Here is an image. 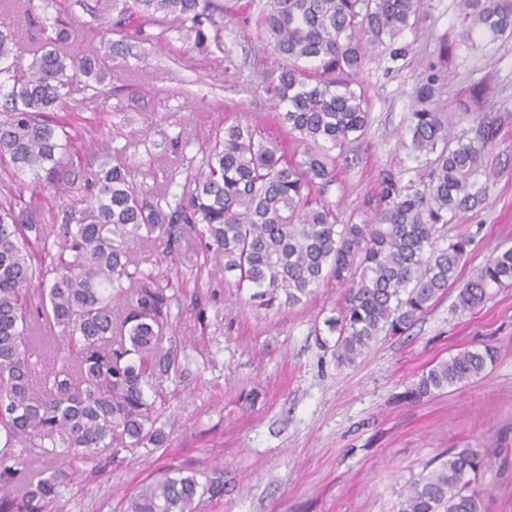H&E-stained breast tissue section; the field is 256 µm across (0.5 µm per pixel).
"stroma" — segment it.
<instances>
[{
	"label": "stroma",
	"instance_id": "obj_1",
	"mask_svg": "<svg viewBox=\"0 0 512 512\" xmlns=\"http://www.w3.org/2000/svg\"><path fill=\"white\" fill-rule=\"evenodd\" d=\"M224 46L202 51L181 23L128 25L141 33L118 48L99 34V0H24L0 10L16 32L8 63L28 67L50 48L55 20L77 27L80 46L106 75L107 100L84 81L73 84L65 118L76 128L82 169L96 167L97 145L112 140L143 188L181 193L197 169L200 149L224 122L263 124L287 152L297 143L275 120L265 75L279 59L246 23L249 0H222ZM460 0H426L417 25L400 37L409 48L391 60L375 47L360 82L370 127L339 163L325 194L340 220L370 216L382 172L402 185L425 166L408 144V117L421 75L435 74L436 111L452 135H474L488 112L505 120L488 151L498 176L481 209L449 222L448 238L468 236L471 252L459 271L498 247L512 246V38L461 42ZM79 189H44L15 178L0 161V201L17 198L33 224L62 225ZM144 271L186 281L187 297L172 301L163 347L179 365L160 377L154 398L166 410L159 448L104 451L60 467L61 495L43 512H126L127 499L172 465L220 481L222 495L202 499L200 512H398L412 481L451 448H477L491 460L481 478L488 512H512V287L492 289L476 308L457 309V287L399 336H382L349 366L338 365L323 341L341 295L319 289L307 305L259 309L224 283V259L184 233L138 252ZM490 344L495 363L478 378L417 401L405 393L423 371L463 349Z\"/></svg>",
	"mask_w": 512,
	"mask_h": 512
}]
</instances>
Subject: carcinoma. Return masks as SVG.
Segmentation results:
<instances>
[{"label":"carcinoma","mask_w":512,"mask_h":512,"mask_svg":"<svg viewBox=\"0 0 512 512\" xmlns=\"http://www.w3.org/2000/svg\"><path fill=\"white\" fill-rule=\"evenodd\" d=\"M466 27L494 38L512 36V0H460ZM117 13L106 34L133 32L126 19L155 24L178 17L194 43L223 49L224 15L213 0H105ZM424 0H258L248 19L286 64L270 92L285 111L277 122L303 146L291 159L260 123L234 122L215 131L180 195L151 196L112 164L100 144L97 168L75 172L74 129L58 113L64 89L95 76L94 62L58 48L28 68L0 66V159L19 175L32 174L58 190L83 183L90 218L66 215L63 244L51 253L53 226L26 224L12 200L0 202V480L13 472L15 448L29 465L22 505L0 487V512H41L34 501L59 495L56 461L85 459L102 448L158 447L163 411L147 398L172 365L162 354L168 311L178 289L146 274L132 257L143 241L177 242L192 230L207 249L224 255L229 286L269 309L293 308L321 286L342 288L338 314L326 319L337 363L351 365L378 336L408 330L457 281L470 240L445 245L448 219L478 208L496 172L487 152L501 120L486 115L472 138L454 139L442 114L428 107L438 78H423L410 113V148L427 173L402 186L386 172L373 218L341 222L336 208L316 197L337 180L336 160L365 134L364 91L352 84L367 47L390 42V58L406 55L396 38L420 19ZM210 27L213 35L206 33ZM312 62L311 69L301 66ZM484 185L477 186L478 177ZM49 261L34 264L31 239ZM512 284V247L476 267L459 289L456 307L472 309L489 289ZM54 340L53 363L39 372L37 345ZM495 351L465 349L423 373L407 391L419 399L480 376ZM491 461L475 448H453L414 478L399 512H486L480 475ZM197 473L172 466L128 499L127 512H198L206 493Z\"/></svg>","instance_id":"obj_1"}]
</instances>
